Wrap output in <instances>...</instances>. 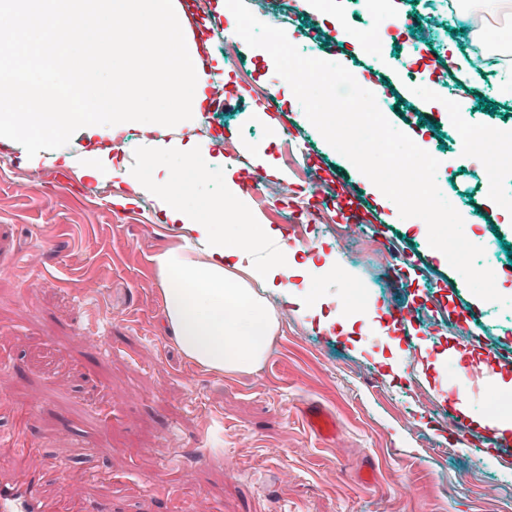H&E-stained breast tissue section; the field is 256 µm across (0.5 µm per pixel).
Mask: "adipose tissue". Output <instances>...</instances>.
I'll list each match as a JSON object with an SVG mask.
<instances>
[{
    "label": "adipose tissue",
    "mask_w": 512,
    "mask_h": 512,
    "mask_svg": "<svg viewBox=\"0 0 512 512\" xmlns=\"http://www.w3.org/2000/svg\"><path fill=\"white\" fill-rule=\"evenodd\" d=\"M207 142L170 139L141 132L135 147L116 159L111 146L81 145L57 154L59 165L93 180H115L141 196L153 198L160 220L175 232L177 246L154 258L163 285L164 312L183 355L201 367L226 374L249 371L266 358L278 327L268 300L275 295L298 312L317 318L318 327L349 331L345 317L323 315L293 279L298 271L279 261L288 245L282 232L262 223L258 214L246 224L228 225L230 211L244 207V191L233 165H223L222 197L199 209L188 203L180 185L186 170L210 174ZM260 227L259 243L247 242L248 227Z\"/></svg>",
    "instance_id": "adipose-tissue-1"
}]
</instances>
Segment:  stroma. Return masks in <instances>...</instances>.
<instances>
[{"label":"stroma","mask_w":512,"mask_h":512,"mask_svg":"<svg viewBox=\"0 0 512 512\" xmlns=\"http://www.w3.org/2000/svg\"><path fill=\"white\" fill-rule=\"evenodd\" d=\"M357 2L288 0L277 26L304 56L343 65L395 128L425 143L466 238L483 247L498 291L512 299L503 249L512 245L503 218L512 169L484 190L486 167L454 147L448 115L456 107L485 132L512 125V68L442 82L419 55L445 44L465 56L477 37L512 43V11L464 0L485 21L474 33L420 0H383L372 16ZM184 3L207 56L231 79L222 107L160 136L208 135L244 185L264 181L250 206L282 231L317 295L407 317L384 332L336 337L282 306L260 366L232 376L198 367L164 323L153 258L175 238L155 201L115 205L112 182L85 180L47 156L32 162L0 138V431L40 451L32 461L0 440V483L35 477L55 512H512V439L492 450L474 423L512 417V306L477 298L427 231L378 203L366 176L289 99L266 50L241 41L227 57L207 26L225 0ZM401 18L409 32L368 55L363 29ZM254 148L282 179L254 164ZM312 175L324 194L309 192ZM315 407L334 418L335 437L309 431L305 413Z\"/></svg>","instance_id":"stroma-1"}]
</instances>
